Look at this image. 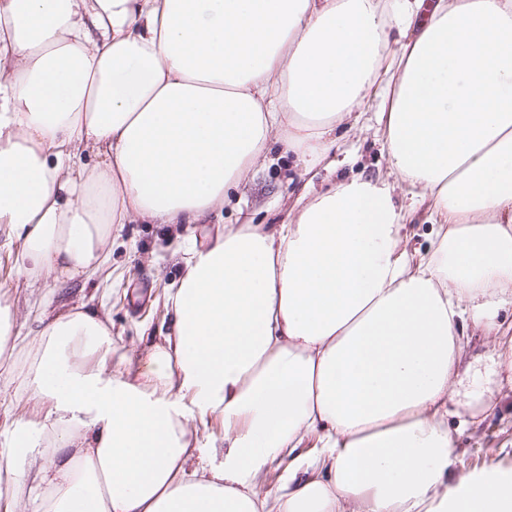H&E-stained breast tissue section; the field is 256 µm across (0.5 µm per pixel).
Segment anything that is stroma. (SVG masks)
<instances>
[{
  "mask_svg": "<svg viewBox=\"0 0 512 512\" xmlns=\"http://www.w3.org/2000/svg\"><path fill=\"white\" fill-rule=\"evenodd\" d=\"M387 174L384 137L374 112L369 111L358 129L345 134L330 162L303 168L294 154L274 141L223 210L194 224L134 221L124 225L112 240L103 270L89 280L62 283L48 277L27 281L15 270L16 247L6 246L0 237V288L10 291L16 302L15 339L27 344L45 316L82 305L111 321L117 353L143 356L172 328L169 299L192 250L204 248L230 225L287 223L300 197L327 190L339 177ZM45 412V407L16 402L6 377H0L1 444L7 441L12 422L36 421ZM455 442L454 468L459 472L490 466L512 468V396H501L497 413L480 424L456 425Z\"/></svg>",
  "mask_w": 512,
  "mask_h": 512,
  "instance_id": "1",
  "label": "stroma"
}]
</instances>
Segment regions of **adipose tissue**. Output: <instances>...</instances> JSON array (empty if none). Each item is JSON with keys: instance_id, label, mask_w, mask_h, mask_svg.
I'll use <instances>...</instances> for the list:
<instances>
[{"instance_id": "ef3b65f1", "label": "adipose tissue", "mask_w": 512, "mask_h": 512, "mask_svg": "<svg viewBox=\"0 0 512 512\" xmlns=\"http://www.w3.org/2000/svg\"><path fill=\"white\" fill-rule=\"evenodd\" d=\"M420 6L0 0V231L26 279L95 274L118 224L197 223L272 138L322 158L373 96L390 161L195 252L173 335L138 360L83 310L12 343L0 290L8 382L49 404L0 448V512H512V470L455 476L451 428L493 411L490 377L512 392V0H435L419 24ZM400 183L430 201L432 253L408 250ZM212 415L220 468L190 429ZM312 433L317 467L263 492Z\"/></svg>"}]
</instances>
